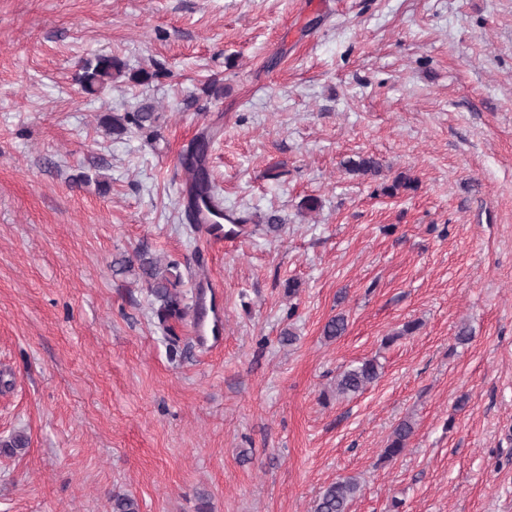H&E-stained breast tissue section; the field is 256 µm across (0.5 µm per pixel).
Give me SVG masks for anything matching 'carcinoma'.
<instances>
[{
  "label": "carcinoma",
  "mask_w": 512,
  "mask_h": 512,
  "mask_svg": "<svg viewBox=\"0 0 512 512\" xmlns=\"http://www.w3.org/2000/svg\"><path fill=\"white\" fill-rule=\"evenodd\" d=\"M125 77L136 85H146L153 74L145 71H131L124 61L107 53H100L87 59L81 66L77 81L83 93L97 95L118 78ZM158 115L150 105H141L133 112L123 114L112 113L102 118L104 127L114 134L120 135L129 129H150L154 126ZM209 136L195 140L184 154L183 163L191 175L189 196L185 204L186 217L197 223L201 206H206L214 215H221L224 210L221 202L213 191L210 174L206 167V155ZM344 168L363 176H376L381 171L380 162L372 156L359 155L343 162ZM139 269L154 303L157 305L156 315L160 323L171 319H181L188 306L177 287L180 283L178 264L169 262L162 264L146 251L136 256ZM348 328L345 315L331 317L322 328L325 339L332 341L343 336ZM380 378V366L374 359H364L349 366L336 375L334 388L336 395L345 396L364 391ZM414 433V425L409 420L400 421L392 430L382 459L391 461L400 456L407 442ZM360 491L359 482L353 477H346L328 484L315 500L314 512H348L351 502ZM112 512H138L137 502L128 495L116 494L112 497Z\"/></svg>",
  "instance_id": "obj_1"
}]
</instances>
